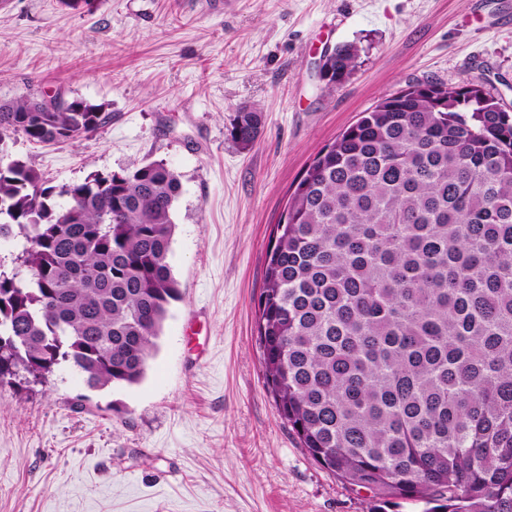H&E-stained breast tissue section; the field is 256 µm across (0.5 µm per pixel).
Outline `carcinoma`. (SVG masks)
<instances>
[{
  "instance_id": "1",
  "label": "carcinoma",
  "mask_w": 512,
  "mask_h": 512,
  "mask_svg": "<svg viewBox=\"0 0 512 512\" xmlns=\"http://www.w3.org/2000/svg\"><path fill=\"white\" fill-rule=\"evenodd\" d=\"M336 48L327 86L355 68ZM103 106L0 104V383H139L180 291L181 183L162 161L60 191L7 141L76 140ZM261 113L230 131L254 145ZM264 386L313 461L376 501L512 512V112L480 81H412L304 170L270 236L256 310Z\"/></svg>"
}]
</instances>
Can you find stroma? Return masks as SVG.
I'll return each instance as SVG.
<instances>
[{"label": "stroma", "mask_w": 512, "mask_h": 512, "mask_svg": "<svg viewBox=\"0 0 512 512\" xmlns=\"http://www.w3.org/2000/svg\"><path fill=\"white\" fill-rule=\"evenodd\" d=\"M359 49L333 88L315 64ZM479 79L512 108V0H0V102L103 105L89 137L8 143L61 189L164 161L181 182L172 303L144 379L0 385V512H371L316 464L264 386L255 312L288 191L409 81ZM261 112L248 149L229 130Z\"/></svg>", "instance_id": "obj_1"}]
</instances>
